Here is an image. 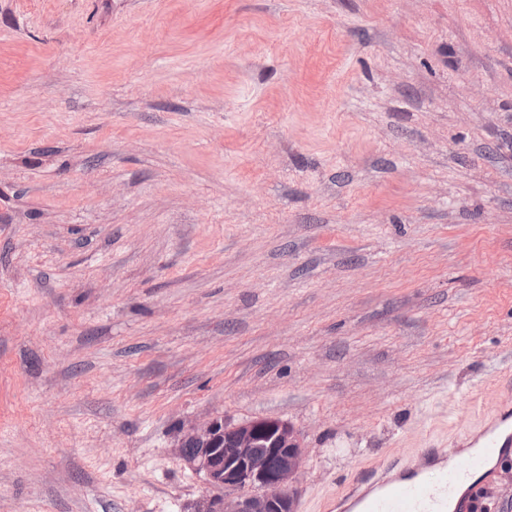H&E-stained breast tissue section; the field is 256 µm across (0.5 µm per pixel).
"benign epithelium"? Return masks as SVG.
I'll return each mask as SVG.
<instances>
[{
  "mask_svg": "<svg viewBox=\"0 0 512 512\" xmlns=\"http://www.w3.org/2000/svg\"><path fill=\"white\" fill-rule=\"evenodd\" d=\"M174 448L207 487L187 512H295L306 452L288 421L214 417L182 430Z\"/></svg>",
  "mask_w": 512,
  "mask_h": 512,
  "instance_id": "obj_1",
  "label": "benign epithelium"
}]
</instances>
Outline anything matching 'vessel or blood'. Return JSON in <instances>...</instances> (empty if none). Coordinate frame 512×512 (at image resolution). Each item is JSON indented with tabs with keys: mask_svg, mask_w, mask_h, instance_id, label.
Segmentation results:
<instances>
[{
	"mask_svg": "<svg viewBox=\"0 0 512 512\" xmlns=\"http://www.w3.org/2000/svg\"><path fill=\"white\" fill-rule=\"evenodd\" d=\"M472 443L473 452L440 470L429 464L408 470L393 455L385 468L396 471V478L379 479L373 468L359 472L358 480L370 487L350 493L352 512H480L495 479L486 468L488 460H512V406L486 421Z\"/></svg>",
	"mask_w": 512,
	"mask_h": 512,
	"instance_id": "vessel-or-blood-1",
	"label": "vessel or blood"
}]
</instances>
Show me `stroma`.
I'll return each mask as SVG.
<instances>
[{
    "instance_id": "35a3bbf8",
    "label": "stroma",
    "mask_w": 512,
    "mask_h": 512,
    "mask_svg": "<svg viewBox=\"0 0 512 512\" xmlns=\"http://www.w3.org/2000/svg\"><path fill=\"white\" fill-rule=\"evenodd\" d=\"M512 374V0H0V512H181L276 417L297 512Z\"/></svg>"
}]
</instances>
